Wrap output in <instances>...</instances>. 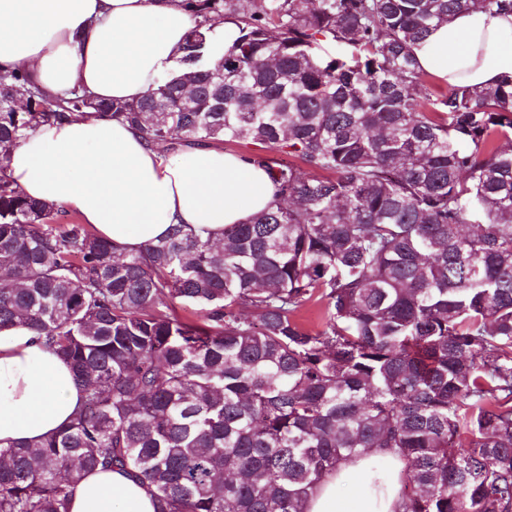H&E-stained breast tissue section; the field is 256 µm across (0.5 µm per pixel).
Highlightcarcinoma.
Segmentation results:
<instances>
[{
  "instance_id": "obj_1",
  "label": "carcinoma",
  "mask_w": 512,
  "mask_h": 512,
  "mask_svg": "<svg viewBox=\"0 0 512 512\" xmlns=\"http://www.w3.org/2000/svg\"><path fill=\"white\" fill-rule=\"evenodd\" d=\"M184 2L186 71L138 101L0 73V329L24 323L83 390L67 425L0 446V512H70L98 467L160 512H305L371 448L405 463L399 512H512V79L432 99L413 53L512 0ZM85 112L298 163L251 157L275 199L220 241L176 224L120 253L8 175L30 132Z\"/></svg>"
}]
</instances>
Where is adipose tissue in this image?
<instances>
[{
  "label": "adipose tissue",
  "mask_w": 512,
  "mask_h": 512,
  "mask_svg": "<svg viewBox=\"0 0 512 512\" xmlns=\"http://www.w3.org/2000/svg\"><path fill=\"white\" fill-rule=\"evenodd\" d=\"M195 24L182 0H0V70L27 72L47 96L78 87L99 100L130 102L181 74ZM441 82L488 86L512 77V14L473 7L414 48ZM8 173L29 197L79 213L119 251L132 253L174 224L220 239L274 200L265 170L212 146L147 143L123 119L86 115L45 125L15 146ZM80 403L69 366L24 324L0 331V441L34 440L68 423ZM376 450L338 466L310 493L306 512H397L404 468ZM362 482L340 487L349 471ZM146 484L96 470L76 485L71 512H157Z\"/></svg>",
  "instance_id": "obj_1"
}]
</instances>
